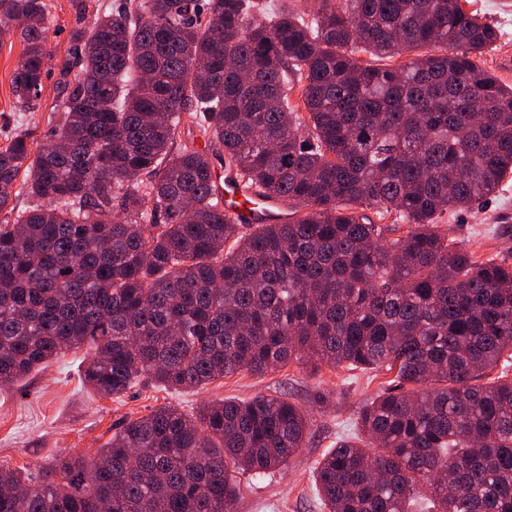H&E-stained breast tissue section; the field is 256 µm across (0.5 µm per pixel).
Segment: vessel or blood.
I'll use <instances>...</instances> for the list:
<instances>
[{"instance_id":"obj_1","label":"vessel or blood","mask_w":512,"mask_h":512,"mask_svg":"<svg viewBox=\"0 0 512 512\" xmlns=\"http://www.w3.org/2000/svg\"><path fill=\"white\" fill-rule=\"evenodd\" d=\"M224 211L234 224H277L287 221L289 212L281 202L265 197L258 189L243 191L235 172L225 170Z\"/></svg>"}]
</instances>
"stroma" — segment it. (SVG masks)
<instances>
[{"label":"stroma","instance_id":"35a3bbf8","mask_svg":"<svg viewBox=\"0 0 512 512\" xmlns=\"http://www.w3.org/2000/svg\"><path fill=\"white\" fill-rule=\"evenodd\" d=\"M47 0L51 70L39 97L18 104L10 80L21 55L16 36L0 37V146L18 133L47 142L59 121V69L72 51L76 23L91 27L113 0ZM467 8L500 31L498 42L482 56L486 69L512 86L505 62L512 58V0H467ZM436 224L440 232L476 257L512 265V174L499 193ZM87 348L70 349L49 360L24 380L0 387V468L35 470L65 456L92 455L124 421L169 405L192 414L206 401L247 400L258 395L284 396L307 410L311 427L302 448L286 468L257 477L232 471L239 489L236 512H326L313 480L318 462L337 439L360 438L358 415L373 397L393 387L392 373L292 362L262 375L245 371L204 389L172 390L139 380L120 397L102 398L82 379Z\"/></svg>","mask_w":512,"mask_h":512}]
</instances>
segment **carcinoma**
<instances>
[{
	"label": "carcinoma",
	"mask_w": 512,
	"mask_h": 512,
	"mask_svg": "<svg viewBox=\"0 0 512 512\" xmlns=\"http://www.w3.org/2000/svg\"><path fill=\"white\" fill-rule=\"evenodd\" d=\"M310 16L123 0L73 29L53 138L0 149V384L82 346L105 398L293 360L383 367L397 388L359 414L375 448L340 439L315 471L328 512H408L417 494L434 512H512V267L435 225L512 173V87L480 65L500 32L461 0H317ZM2 33L23 46L10 83L26 106L49 72L46 0H0ZM217 145L298 217L229 223ZM309 427L277 396L162 406L91 457L1 469L0 512H235L228 465L283 467Z\"/></svg>",
	"instance_id": "cac0c4a2"
}]
</instances>
